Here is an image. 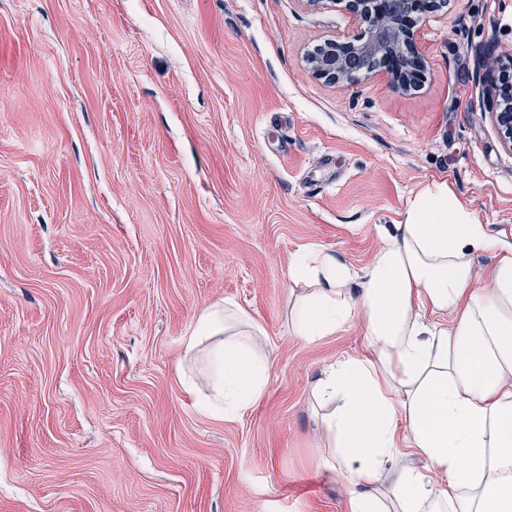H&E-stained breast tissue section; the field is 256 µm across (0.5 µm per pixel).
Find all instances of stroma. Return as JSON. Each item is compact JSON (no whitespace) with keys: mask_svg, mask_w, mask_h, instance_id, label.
<instances>
[{"mask_svg":"<svg viewBox=\"0 0 512 512\" xmlns=\"http://www.w3.org/2000/svg\"><path fill=\"white\" fill-rule=\"evenodd\" d=\"M364 30L346 0H0V512H346L310 392L366 340L291 335L295 252L362 270L440 183L512 238V0L422 19L408 92L312 75ZM223 299L271 360L238 419L185 383Z\"/></svg>","mask_w":512,"mask_h":512,"instance_id":"obj_1","label":"stroma"}]
</instances>
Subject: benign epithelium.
<instances>
[{
    "instance_id": "7a95c632",
    "label": "benign epithelium",
    "mask_w": 512,
    "mask_h": 512,
    "mask_svg": "<svg viewBox=\"0 0 512 512\" xmlns=\"http://www.w3.org/2000/svg\"><path fill=\"white\" fill-rule=\"evenodd\" d=\"M446 0H348L349 9L366 23L365 33L353 41L327 40L310 55L313 73L331 83L342 81L355 67L372 72L374 61L397 55L392 70L394 82L403 91L416 87L423 57L413 46V28L418 19L440 9ZM499 136L512 152V111L495 113Z\"/></svg>"
}]
</instances>
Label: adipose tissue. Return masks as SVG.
<instances>
[{
  "mask_svg": "<svg viewBox=\"0 0 512 512\" xmlns=\"http://www.w3.org/2000/svg\"><path fill=\"white\" fill-rule=\"evenodd\" d=\"M376 233L383 245L362 270L313 245L289 270L308 286L291 310L294 336L356 321L369 346L311 390L348 512H512V241L444 183ZM481 252L492 262L479 279ZM260 333L230 300L197 316L182 347L204 361L205 413L242 416L261 399L270 360Z\"/></svg>",
  "mask_w": 512,
  "mask_h": 512,
  "instance_id": "adipose-tissue-1",
  "label": "adipose tissue"
}]
</instances>
